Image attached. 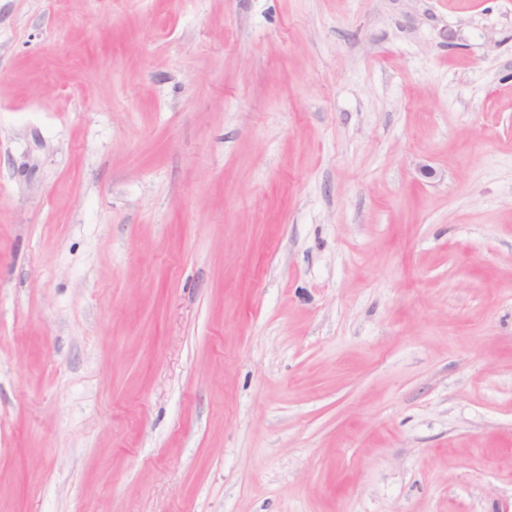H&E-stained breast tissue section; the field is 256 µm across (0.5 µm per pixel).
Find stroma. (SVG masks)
Returning <instances> with one entry per match:
<instances>
[{"instance_id":"1","label":"stroma","mask_w":512,"mask_h":512,"mask_svg":"<svg viewBox=\"0 0 512 512\" xmlns=\"http://www.w3.org/2000/svg\"><path fill=\"white\" fill-rule=\"evenodd\" d=\"M0 512H512V0H0Z\"/></svg>"}]
</instances>
